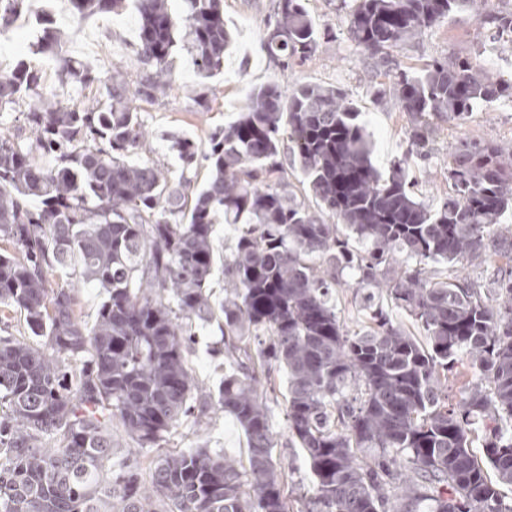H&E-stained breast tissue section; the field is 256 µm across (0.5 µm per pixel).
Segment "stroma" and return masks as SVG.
Here are the masks:
<instances>
[{"mask_svg": "<svg viewBox=\"0 0 512 512\" xmlns=\"http://www.w3.org/2000/svg\"><path fill=\"white\" fill-rule=\"evenodd\" d=\"M320 37L312 60L291 70H281L262 49L265 23L274 14L275 0H224V22L233 35V44L224 55V71L203 80L196 76L187 53H180L173 68L172 86L157 93L150 102H140L141 117L150 136L138 149L142 161L174 164L175 157L164 135L176 131L206 141L215 126L231 122L246 104L251 91L274 80L292 83L334 85L346 89L355 99L374 144V160L380 170H388L402 157L408 145L409 123L391 98L374 95L373 83L384 82L356 52L348 38L346 14L340 0H305ZM49 8L62 34L65 56L122 74L137 83L142 71L136 62L138 19L134 11L115 15L98 12L84 21H75L68 0H28L24 16ZM36 30L27 27L20 37L0 40V70H9L19 59H32L40 69L43 86L53 88L59 99L92 103L105 101L103 85L61 84L55 62L33 56L30 45ZM468 55L502 78L512 77V50L502 51L490 41L485 29L472 17L456 14L396 52L401 66L423 67L436 57ZM433 156L429 167L410 168L409 179L421 201L436 207L448 196V158L451 147L463 139L512 141V101L500 100L479 107L464 124L434 121ZM220 339L216 327L200 329L189 364L206 387L219 385L224 377L223 358L211 354ZM275 448L273 459L281 468L293 497L311 487L308 469L300 449L291 440L286 422V388L276 384L268 393ZM208 446L221 448L239 459L247 457L242 429L224 413H216L202 429L182 425L171 438L169 449Z\"/></svg>", "mask_w": 512, "mask_h": 512, "instance_id": "1", "label": "stroma"}]
</instances>
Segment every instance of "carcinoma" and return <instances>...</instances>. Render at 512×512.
Segmentation results:
<instances>
[{"label":"carcinoma","instance_id":"1","mask_svg":"<svg viewBox=\"0 0 512 512\" xmlns=\"http://www.w3.org/2000/svg\"><path fill=\"white\" fill-rule=\"evenodd\" d=\"M24 0H0V29ZM73 16L120 13L127 0H69ZM138 65L131 87L59 53L49 15L34 53L61 82H102L106 106L64 103L20 60L0 73V112L31 100L30 137L0 131V314H18L36 341L0 336V512H512V273L485 298L462 274L495 241L512 262V144L467 141L448 163V198L416 199L405 169L428 159L431 119L463 124L483 104L512 99V80L468 57L403 68L394 51L456 13L502 47L512 13L487 0H341L356 50L393 65L390 94L413 124L411 145L379 172L349 94L331 85L272 81L207 143L169 134L182 167L203 160L207 181L131 155L148 137L137 101L172 79L176 33L196 74L224 70L231 41L224 0H133ZM319 38L303 0H278L262 47L286 70ZM300 173L316 208L289 181ZM236 225L216 295V225ZM365 244L353 252L339 233ZM398 254L410 264L391 276ZM448 266L439 275L437 264ZM355 269L369 324L344 328L333 288ZM100 288L94 321L72 289ZM386 297L420 341L374 307ZM219 322L228 367L199 388L187 356L196 323ZM468 379L452 403L441 373ZM287 376L288 434L306 459L312 495L296 511L276 467L259 387ZM231 416L248 466L222 448L170 451L188 418ZM139 449L143 473L115 458L112 421ZM483 449L484 460L472 448Z\"/></svg>","mask_w":512,"mask_h":512}]
</instances>
